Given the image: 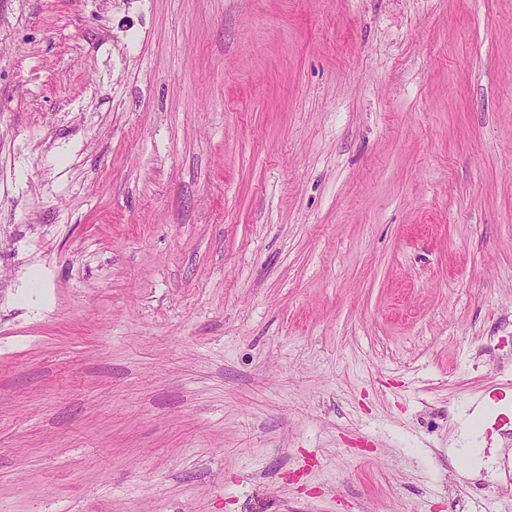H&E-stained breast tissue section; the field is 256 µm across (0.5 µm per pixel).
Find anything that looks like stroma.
I'll list each match as a JSON object with an SVG mask.
<instances>
[{
	"mask_svg": "<svg viewBox=\"0 0 512 512\" xmlns=\"http://www.w3.org/2000/svg\"><path fill=\"white\" fill-rule=\"evenodd\" d=\"M507 461L512 0H0V512H460Z\"/></svg>",
	"mask_w": 512,
	"mask_h": 512,
	"instance_id": "1",
	"label": "stroma"
}]
</instances>
